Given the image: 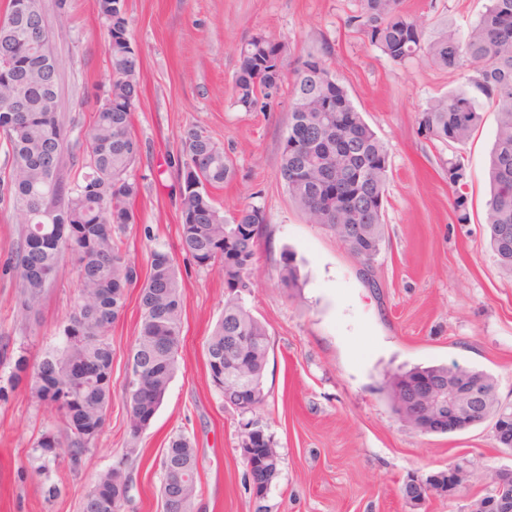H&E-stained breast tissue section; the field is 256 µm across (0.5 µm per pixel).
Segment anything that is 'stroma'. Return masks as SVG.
I'll return each instance as SVG.
<instances>
[{
  "label": "stroma",
  "instance_id": "1",
  "mask_svg": "<svg viewBox=\"0 0 512 512\" xmlns=\"http://www.w3.org/2000/svg\"><path fill=\"white\" fill-rule=\"evenodd\" d=\"M56 19L55 0H42L58 64V113L81 130L93 108L86 99L112 80L97 0H69ZM488 0H402L426 31L445 26L466 34ZM131 41L141 59V94L132 131L142 143L136 170L144 188L137 222L124 241L140 276L149 254H175L182 281L184 328L175 375L151 425L131 441L124 399L127 363L138 334L139 285L114 325L112 402L108 424L79 471L67 448L34 446L57 432L53 412L14 379L21 353L57 345L58 325L71 311L76 277L63 269L39 315L19 304L13 269L21 226L0 204V512H80L102 471L131 454L133 484L122 512H159L165 440L182 433L198 457L197 512H254L247 467L236 446L239 417L212 385L206 341L224 308V279L180 253L181 138L206 131L235 161L233 179L214 195L225 215L244 204L261 207L266 226L256 247L246 301L265 322L270 351L265 402L257 417L282 458L265 498L270 512H469L492 472L512 465L491 421L449 434L424 435L391 411L389 374L416 366L459 365L492 375L501 401L512 403V278L502 275L485 224V165L496 114L485 97L482 122L460 148L431 142L418 116L434 99L464 87L459 73L418 60L389 61L346 23L353 0H127ZM265 33L298 52L331 49L336 75L388 150L385 243L370 277L324 228L308 223L280 176L288 128L289 85L266 108L233 103L239 48ZM459 156L469 175V219L458 223L448 185V160ZM293 253L301 288L277 284L285 253ZM467 461L454 498L411 505L410 476Z\"/></svg>",
  "mask_w": 512,
  "mask_h": 512
}]
</instances>
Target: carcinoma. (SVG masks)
Returning a JSON list of instances; mask_svg holds the SVG:
<instances>
[{"label":"carcinoma","instance_id":"carcinoma-1","mask_svg":"<svg viewBox=\"0 0 512 512\" xmlns=\"http://www.w3.org/2000/svg\"><path fill=\"white\" fill-rule=\"evenodd\" d=\"M348 26L365 35L395 63L421 57L432 67L458 72L467 88L437 98L419 118V127L444 145H463L482 121L475 94L492 101L497 130L489 158V199L486 223L490 246L501 272L512 277V0H489L479 21L465 35L442 30L426 35L423 27L400 9V0H354ZM9 0L0 18V61L11 57V69L0 65V143L5 145L10 171L0 181V201L9 202L22 224L14 270L23 311H38L45 291L56 283L60 268L70 262L78 279L74 310L59 330L60 345L36 356H25L16 370L31 366L29 394L55 411L62 426L67 454L86 453L104 428V412L112 402V342L110 330L127 308V288L138 278L127 257L123 235L137 223L134 202L142 185L134 173L141 142L132 132V114L139 98L140 56L132 45L127 9L119 0H98L105 25L113 73L107 96L96 99L85 130L86 148L70 145L71 130L61 121L57 101L46 84V73L29 58L38 56L46 68L57 62L50 45L30 47L28 26ZM287 65L296 57L287 133L282 141L280 175L290 199L306 217L330 232L365 269L372 268L385 239L384 199L389 181L388 151L352 104L345 88L337 101L318 109L323 76L333 73L330 51L295 55V49L259 33L242 47L233 88L234 104L246 111L260 102L267 106L284 74L276 71V56ZM22 99L25 111L13 112ZM187 156L180 194V241L197 266L224 275V311L207 338V365L224 407L235 409L224 390V369L234 366L246 375L245 403L256 414L264 402L263 376L270 341L264 323L242 302L250 288L255 247L266 217L255 205L240 207L224 219L212 190L224 185L235 165L224 147L203 130L192 129L180 140ZM206 187L197 188L198 178ZM448 185L454 192L458 220H468V175L460 160L448 161ZM278 284L288 292L299 288L294 255L286 254ZM140 328L130 355L140 367L141 390H125L129 429L137 438L145 430L144 416L155 413L174 376L183 329V304L178 266L171 253L156 246L149 273L138 297ZM246 336L244 350L229 341ZM87 366L92 375L76 379L72 365ZM446 365L415 367L391 375L386 394L400 416L395 386L417 374L439 376ZM166 447L180 451L183 463L198 474V459L183 434L169 437ZM120 486L111 489L121 512L133 483L126 466L109 468L98 480ZM161 494L180 496L185 512H195L197 479L183 483L164 473Z\"/></svg>","mask_w":512,"mask_h":512}]
</instances>
